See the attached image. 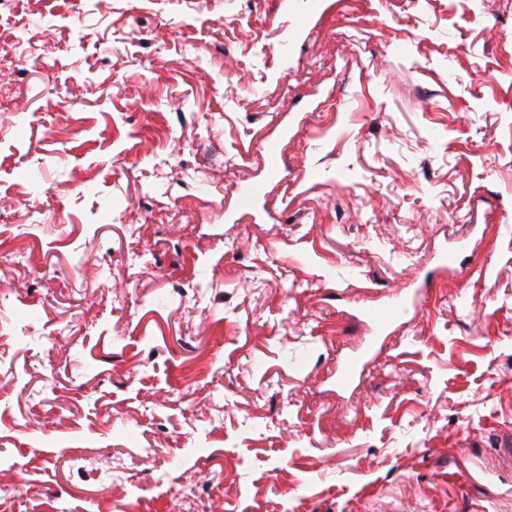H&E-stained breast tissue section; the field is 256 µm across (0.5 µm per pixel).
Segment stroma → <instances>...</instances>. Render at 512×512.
Wrapping results in <instances>:
<instances>
[{
	"label": "stroma",
	"instance_id": "1",
	"mask_svg": "<svg viewBox=\"0 0 512 512\" xmlns=\"http://www.w3.org/2000/svg\"><path fill=\"white\" fill-rule=\"evenodd\" d=\"M0 64V512H512V0H0ZM423 293L422 289H401L383 305L366 308L361 312L362 322L368 330V341L364 348L347 356L336 371V388H350L357 376L360 366L377 340L396 325L407 322L415 299Z\"/></svg>",
	"mask_w": 512,
	"mask_h": 512
}]
</instances>
